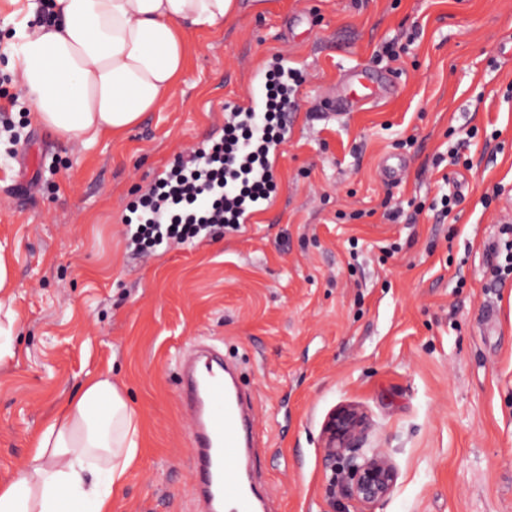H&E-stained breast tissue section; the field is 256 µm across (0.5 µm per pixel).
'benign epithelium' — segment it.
Returning <instances> with one entry per match:
<instances>
[{
    "label": "benign epithelium",
    "instance_id": "1",
    "mask_svg": "<svg viewBox=\"0 0 512 512\" xmlns=\"http://www.w3.org/2000/svg\"><path fill=\"white\" fill-rule=\"evenodd\" d=\"M368 428L364 412L345 404L332 411L323 435L331 486H339L344 498L373 507L392 493L397 472L385 451H366Z\"/></svg>",
    "mask_w": 512,
    "mask_h": 512
}]
</instances>
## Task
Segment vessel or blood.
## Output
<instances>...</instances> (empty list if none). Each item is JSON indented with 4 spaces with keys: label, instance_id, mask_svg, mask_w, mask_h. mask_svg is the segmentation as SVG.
<instances>
[{
    "label": "vessel or blood",
    "instance_id": "b4317fda",
    "mask_svg": "<svg viewBox=\"0 0 512 512\" xmlns=\"http://www.w3.org/2000/svg\"><path fill=\"white\" fill-rule=\"evenodd\" d=\"M385 87L368 69L351 72L337 109L350 112L362 99L382 100ZM181 403L190 415L193 486L204 512H266L264 495L253 484L241 457L251 443L254 422L239 392L224 376L223 361L202 354L181 362Z\"/></svg>",
    "mask_w": 512,
    "mask_h": 512
}]
</instances>
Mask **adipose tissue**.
<instances>
[{
	"label": "adipose tissue",
	"instance_id": "ef3b65f1",
	"mask_svg": "<svg viewBox=\"0 0 512 512\" xmlns=\"http://www.w3.org/2000/svg\"><path fill=\"white\" fill-rule=\"evenodd\" d=\"M239 0H37L15 29L11 55L31 120L68 142L120 136L164 106L182 79L187 35L238 14ZM15 281L0 248V366L17 356ZM140 420L106 373L42 424L19 475L0 484V512H112L140 448Z\"/></svg>",
	"mask_w": 512,
	"mask_h": 512
}]
</instances>
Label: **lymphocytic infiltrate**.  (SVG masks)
<instances>
[{
	"label": "lymphocytic infiltrate",
	"mask_w": 512,
	"mask_h": 512,
	"mask_svg": "<svg viewBox=\"0 0 512 512\" xmlns=\"http://www.w3.org/2000/svg\"><path fill=\"white\" fill-rule=\"evenodd\" d=\"M267 81L266 104L260 112H235L224 134L193 156L178 157L159 176L141 204L137 224L126 238L135 255L150 257L156 247L223 236L239 229V217L271 201L277 185L269 162L282 140L281 117L302 83L297 69H273Z\"/></svg>",
	"instance_id": "obj_1"
}]
</instances>
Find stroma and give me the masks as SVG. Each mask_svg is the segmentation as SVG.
I'll return each instance as SVG.
<instances>
[{"label": "stroma", "instance_id": "stroma-1", "mask_svg": "<svg viewBox=\"0 0 512 512\" xmlns=\"http://www.w3.org/2000/svg\"><path fill=\"white\" fill-rule=\"evenodd\" d=\"M5 46L0 122L18 138L0 142V243L18 351L0 367V484L44 418L108 373L141 424L112 512H197L175 363L206 343L251 396L273 512H334L322 427L343 404L397 468L374 512H512V276H491L512 222V0H245L191 34L167 106L85 146L31 123ZM281 53L303 83L269 215L134 258L133 205ZM362 67L391 94L327 110ZM388 158L404 165L393 180Z\"/></svg>", "mask_w": 512, "mask_h": 512}]
</instances>
